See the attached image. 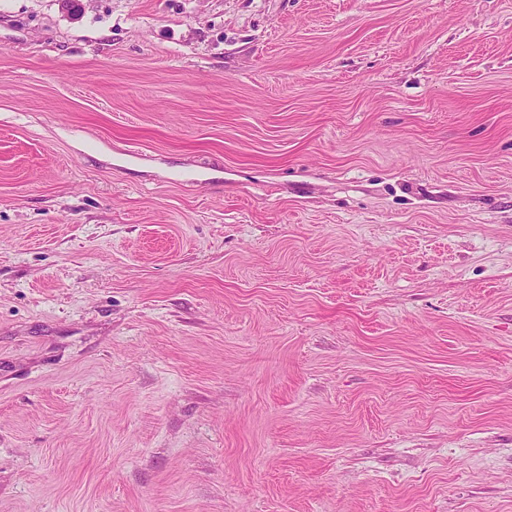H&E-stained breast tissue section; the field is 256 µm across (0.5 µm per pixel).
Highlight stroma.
Segmentation results:
<instances>
[{
  "label": "stroma",
  "mask_w": 512,
  "mask_h": 512,
  "mask_svg": "<svg viewBox=\"0 0 512 512\" xmlns=\"http://www.w3.org/2000/svg\"><path fill=\"white\" fill-rule=\"evenodd\" d=\"M0 512H512V0H0Z\"/></svg>",
  "instance_id": "35a3bbf8"
}]
</instances>
